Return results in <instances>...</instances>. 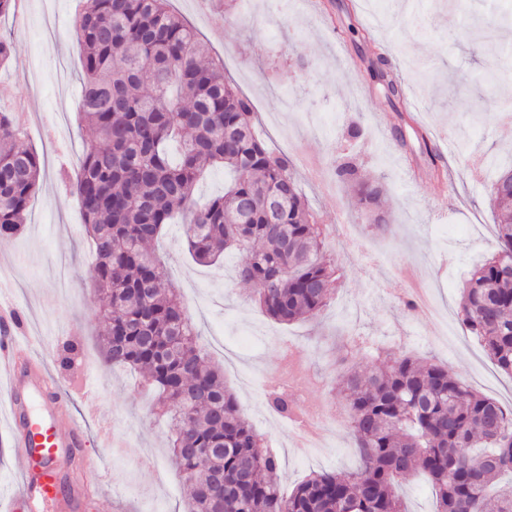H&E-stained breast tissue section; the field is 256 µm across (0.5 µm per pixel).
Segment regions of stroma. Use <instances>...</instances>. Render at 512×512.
<instances>
[{"instance_id":"35a3bbf8","label":"stroma","mask_w":512,"mask_h":512,"mask_svg":"<svg viewBox=\"0 0 512 512\" xmlns=\"http://www.w3.org/2000/svg\"><path fill=\"white\" fill-rule=\"evenodd\" d=\"M76 0H29L24 16L0 20L14 51L0 67V110L27 102L25 147L44 163L27 221L0 242V277L43 357L84 419L86 439L71 464V512H187L188 492L157 419L152 392H137L129 370L107 366L98 333L101 301L88 279L93 252L65 178L87 132L75 108L82 67L72 14ZM224 75L250 98L267 146L288 155L326 250L340 266L335 292L315 317L284 324L266 316L251 287L234 278L240 253L196 263L183 227L155 245L224 375L242 415L276 454L283 492L307 476L356 469L349 410L334 386L355 370L410 356L448 365L472 389L512 410V376L501 372L462 326L461 288L498 249V218L482 175L485 156L512 163V121L470 112L512 101V41L485 51L477 28L512 14V0H170ZM368 36L352 40L348 24ZM389 58L405 95L392 107L370 79L368 58ZM363 134L348 140L347 129ZM467 154H460L459 145ZM441 150L431 164L427 149ZM355 155L367 179L387 190L385 231H377L335 167ZM74 341L83 361L61 367L56 351ZM288 381L311 413L335 411L328 447L301 454L293 421L267 402ZM102 468L96 492L78 486L85 464Z\"/></svg>"}]
</instances>
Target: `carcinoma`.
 <instances>
[{
    "label": "carcinoma",
    "instance_id": "cac0c4a2",
    "mask_svg": "<svg viewBox=\"0 0 512 512\" xmlns=\"http://www.w3.org/2000/svg\"><path fill=\"white\" fill-rule=\"evenodd\" d=\"M169 0H86L75 20L81 50L83 122L91 132L73 179L93 241L94 288L103 305L107 363L132 368L174 427L190 512H405L399 481L422 474L437 512H512V411L451 369L410 357L347 375L360 463L314 474L281 491L279 462L238 409L164 262L148 246L183 217L189 254L211 264L234 249L241 284H255L265 313L281 322L317 315L336 283L288 158L254 130L251 101L206 58ZM368 70L396 106L404 87L378 56ZM16 116L0 112V237L18 233L39 189L41 161L18 146ZM215 166L234 173L224 195L199 203L196 184ZM377 224L384 188L336 166ZM499 250L462 289V324L487 357L512 375V168L490 188Z\"/></svg>",
    "mask_w": 512,
    "mask_h": 512
}]
</instances>
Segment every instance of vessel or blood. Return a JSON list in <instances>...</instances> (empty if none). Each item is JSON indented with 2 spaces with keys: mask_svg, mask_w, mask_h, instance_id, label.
I'll use <instances>...</instances> for the list:
<instances>
[{
  "mask_svg": "<svg viewBox=\"0 0 512 512\" xmlns=\"http://www.w3.org/2000/svg\"><path fill=\"white\" fill-rule=\"evenodd\" d=\"M0 289V389L10 408L11 446L22 462L20 484L10 497V512H71L73 502L59 480L68 449L81 447L85 431L80 422L60 428L64 405L57 382L38 364L29 337L18 335L22 318Z\"/></svg>",
  "mask_w": 512,
  "mask_h": 512,
  "instance_id": "vessel-or-blood-1",
  "label": "vessel or blood"
}]
</instances>
